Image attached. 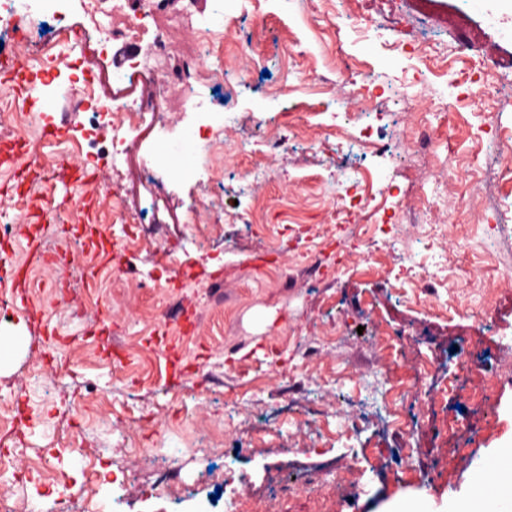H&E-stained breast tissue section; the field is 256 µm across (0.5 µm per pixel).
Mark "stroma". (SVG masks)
<instances>
[{
	"label": "stroma",
	"instance_id": "stroma-1",
	"mask_svg": "<svg viewBox=\"0 0 512 512\" xmlns=\"http://www.w3.org/2000/svg\"><path fill=\"white\" fill-rule=\"evenodd\" d=\"M249 2L224 36H265L264 70L214 98L248 128L305 121V136L276 157L241 153L227 132L230 169L176 181L156 200L136 165L87 163L111 149L106 135L85 145L88 114L28 101L44 155L67 165L0 167L4 256L31 270L0 289V336L22 339L0 367V398L21 401L20 459L56 465L49 486L0 479V496L17 505L44 494L52 512H389L417 497L448 512L449 495H467L486 458L512 447V185L497 176L500 144L512 141V0ZM311 27L321 43L282 68V32ZM489 54L509 70L493 93ZM342 56L356 79L380 76L369 90L373 139L387 151L358 167L393 209L419 198L447 237L396 217L353 248L365 217L354 206L349 223L329 228L339 177L330 126L350 77ZM423 127L436 132L426 146ZM255 163L268 175L244 185ZM477 171L480 218L469 223L461 199ZM96 180L139 213L146 234L135 244L107 200L86 192ZM44 194L50 211L14 223L18 196ZM77 206L83 227L71 231ZM51 219L77 252L68 277L85 305L78 322L38 269ZM462 256L474 276L454 265ZM489 262L496 277L482 274ZM413 265L446 281L439 301L406 279ZM279 268L288 280L274 277ZM157 309L166 321L149 318ZM50 354L58 369L40 378L32 367ZM465 360L473 374L459 372ZM203 416L221 426L220 441H201ZM72 440L117 482L92 488L66 452Z\"/></svg>",
	"mask_w": 512,
	"mask_h": 512
}]
</instances>
